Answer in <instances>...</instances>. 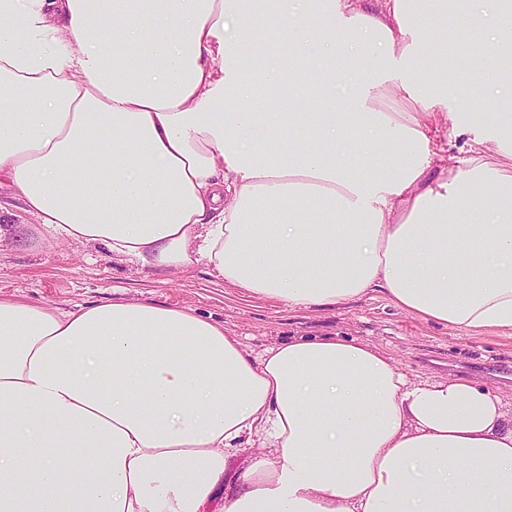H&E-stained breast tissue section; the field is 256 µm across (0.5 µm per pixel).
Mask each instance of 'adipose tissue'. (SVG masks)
Returning a JSON list of instances; mask_svg holds the SVG:
<instances>
[{"label": "adipose tissue", "mask_w": 512, "mask_h": 512, "mask_svg": "<svg viewBox=\"0 0 512 512\" xmlns=\"http://www.w3.org/2000/svg\"><path fill=\"white\" fill-rule=\"evenodd\" d=\"M0 0V177L48 234L144 267L206 262L291 306L380 291L512 335V113L448 110L416 22L448 0ZM24 35H17V27ZM496 47L512 49V7ZM271 37L289 56L250 47ZM375 78L339 95L315 66ZM318 101L265 113V92ZM472 137L444 162L438 117ZM498 143L488 152L484 143ZM493 223H486L487 215ZM512 512V412L463 377L414 382L355 339L247 353L183 308L71 311L0 296V512ZM261 448H243L239 450H231L227 451V466L224 473L225 482L228 480V486L231 483V480L236 479L238 475H241L242 472L246 470L249 464L252 461V456L255 455ZM225 488V493L228 488Z\"/></svg>", "instance_id": "ef3b65f1"}]
</instances>
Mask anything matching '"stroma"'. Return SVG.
I'll list each match as a JSON object with an SVG mask.
<instances>
[{"label": "stroma", "mask_w": 512, "mask_h": 512, "mask_svg": "<svg viewBox=\"0 0 512 512\" xmlns=\"http://www.w3.org/2000/svg\"><path fill=\"white\" fill-rule=\"evenodd\" d=\"M496 0H475L463 10L454 0L448 15V101L466 100L487 112L503 111L512 88L474 85L460 58L469 48L457 31L460 13L492 28ZM0 224L24 227L22 242L0 246V295L62 311L112 303L185 308L223 324L252 354L293 341L323 337L357 339L386 351L410 379H472L496 392L512 409V338L471 337L420 320L396 308L384 293L332 306L295 307L233 287L205 264L190 269L140 267L112 256L101 244L51 243L24 204L0 185Z\"/></svg>", "instance_id": "35a3bbf8"}]
</instances>
